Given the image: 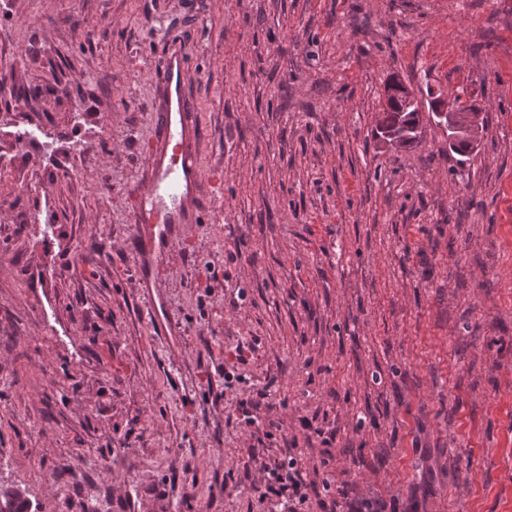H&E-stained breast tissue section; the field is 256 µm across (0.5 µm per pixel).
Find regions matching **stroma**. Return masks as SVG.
<instances>
[{"instance_id":"35a3bbf8","label":"stroma","mask_w":512,"mask_h":512,"mask_svg":"<svg viewBox=\"0 0 512 512\" xmlns=\"http://www.w3.org/2000/svg\"><path fill=\"white\" fill-rule=\"evenodd\" d=\"M6 2L0 486L283 512L254 484L286 457L306 512H512V0ZM165 34L224 175L158 264L170 340L119 251ZM394 72L483 109L470 156L383 144Z\"/></svg>"}]
</instances>
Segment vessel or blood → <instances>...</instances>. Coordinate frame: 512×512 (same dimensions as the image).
Returning a JSON list of instances; mask_svg holds the SVG:
<instances>
[{"label":"vessel or blood","instance_id":"vessel-or-blood-1","mask_svg":"<svg viewBox=\"0 0 512 512\" xmlns=\"http://www.w3.org/2000/svg\"><path fill=\"white\" fill-rule=\"evenodd\" d=\"M194 78L185 46L167 37L153 83L154 123L144 142L145 166L130 197L135 224L124 249L133 260V276L146 292V308L158 335L173 336L179 326L163 298L151 294L155 259L170 250L180 225L202 219L204 183L220 185L221 174L206 175L201 161L202 124L190 87Z\"/></svg>","mask_w":512,"mask_h":512}]
</instances>
